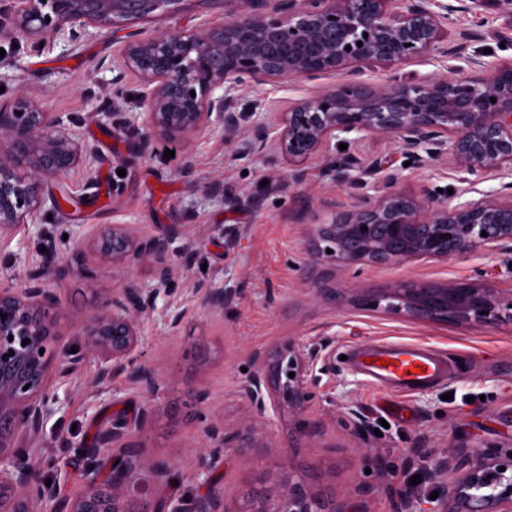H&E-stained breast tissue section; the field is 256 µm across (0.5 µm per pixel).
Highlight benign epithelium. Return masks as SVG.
I'll return each instance as SVG.
<instances>
[{
	"instance_id": "benign-epithelium-1",
	"label": "benign epithelium",
	"mask_w": 512,
	"mask_h": 512,
	"mask_svg": "<svg viewBox=\"0 0 512 512\" xmlns=\"http://www.w3.org/2000/svg\"><path fill=\"white\" fill-rule=\"evenodd\" d=\"M183 2L19 0L11 24L29 36L74 45L98 30H128L121 65L143 82L145 91L133 107L145 113L114 108L101 117L134 131L142 116L148 128L178 143L220 126L227 136H247L246 150L261 149L270 128L252 119L255 112L238 110L234 91L272 79L336 75L341 78L337 86L285 113L275 141L288 159H309L341 134L366 133L401 142L422 165L446 156L466 177L461 179L465 187L448 202L429 191L417 197L394 187L374 202L361 201L319 225L320 252L330 249L339 266L359 270L372 264L444 261L478 249L512 250V181H507L512 178V62L491 67L469 57V69L450 67L451 78L419 81L407 73L374 89L357 80L364 66L400 69L430 55L461 58L462 44L471 33L462 31L460 43L443 45L448 15L456 6L441 0H240L238 6L216 0L222 12L206 28L165 30L149 37L134 28L178 12ZM74 124L72 118L65 121L43 111L22 92L0 101V242L41 223L46 204L56 203L45 194L49 181L97 161ZM486 179L505 180L500 196L467 198L471 185ZM181 234L177 225L150 236L140 235L130 224L79 229L69 253L0 286V315H5L0 320V512H224V493L216 482L188 501L169 495L175 468L166 460L152 463L145 478H136L138 467L126 455L130 444L119 440L152 419L155 385L143 370L135 377L147 397L138 418L115 421L101 437V447L82 450L85 488L79 496L65 495L48 504L42 483L51 462L27 448L52 412V374L72 375L88 356L97 359L101 379L138 363L143 355L142 317L155 310L159 296L172 294L168 255ZM140 264L153 267V284L129 279L113 289L81 325V349L59 350L55 327L62 297L53 284L77 273L92 285L101 269L126 272ZM347 301L365 311L380 308L384 301L386 308L423 322L512 323V298L504 299L487 283L357 286L349 289ZM312 357L304 346L288 341L260 358L257 374L244 387L246 396L261 411L267 396L278 409L300 415L310 396ZM207 400L203 391L194 397L204 432L214 441L209 459L202 462L205 471L224 454V424L206 414ZM235 440L237 450L270 447L247 424ZM102 452L119 460L107 472L100 467ZM454 467L457 476L432 512H512V448L485 447L455 458ZM265 483L259 480L250 512H354L344 502L321 506V498L290 474L281 477L274 494Z\"/></svg>"
}]
</instances>
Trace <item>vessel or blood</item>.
<instances>
[{
	"instance_id": "1",
	"label": "vessel or blood",
	"mask_w": 512,
	"mask_h": 512,
	"mask_svg": "<svg viewBox=\"0 0 512 512\" xmlns=\"http://www.w3.org/2000/svg\"><path fill=\"white\" fill-rule=\"evenodd\" d=\"M348 364L365 375L381 392L406 394L439 380L448 379L453 364L438 350L413 342H379L351 348Z\"/></svg>"
}]
</instances>
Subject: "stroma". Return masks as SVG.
Returning <instances> with one entry per match:
<instances>
[{
  "mask_svg": "<svg viewBox=\"0 0 512 512\" xmlns=\"http://www.w3.org/2000/svg\"><path fill=\"white\" fill-rule=\"evenodd\" d=\"M448 22L449 36L472 32L465 53L489 65L512 61V0H463ZM211 0H189L172 18L142 23L152 34L170 27L195 29L215 21ZM123 32L104 30L96 38L63 47L51 39L24 35L0 41V100L24 92L44 111L74 118L100 157L90 170L52 187L74 198L72 209L52 211L31 225L22 241L0 244V276H21L23 260L38 263L43 250L68 253L74 225L131 224L152 235L170 224L191 225V235L171 245L176 269V301L187 315L178 333L168 331L169 301L158 297L155 311L142 319L144 362L154 370L157 396L151 424L134 437L143 459L176 465L170 492L187 498L203 493L196 461L209 442L190 395L206 391L211 411L222 418L225 437L250 423L276 453L226 448L218 463L226 512H243L240 495L250 479L276 475L290 458L298 476L320 496L349 500L355 512H405L402 490L418 477L412 497L426 512L443 487L416 475L423 458L470 454L496 445L512 447V326L417 323L402 314L363 311L340 305L332 292L362 282L384 288L414 279L483 282L512 294V253L478 250L447 261L368 266L361 273L340 268L315 250L317 225L352 210L359 199L374 198L388 185L411 194L458 189L460 174L451 161L411 164L401 145L388 138L347 135L331 140L319 155L291 161L276 145L245 152L242 137L204 136L170 146L153 136L150 151L136 154L137 134L98 120L112 97V66ZM336 76L316 81L271 80L238 91L242 104L259 102L263 120L280 132V120L294 103L335 86ZM177 157L165 163L166 149ZM191 168H184V154ZM377 164L371 175L338 178L332 161L344 154ZM124 165H116V156ZM218 183L223 203L206 199L205 187ZM120 275L102 274L95 284L80 275L63 278L56 330L61 347H80L79 326L102 299L119 287ZM224 289L223 308L212 310L196 287ZM318 349L310 367L311 399L299 417L273 408L258 411L243 387L255 371L256 355L288 341ZM419 342L445 353L454 374L404 396L383 398L342 356L348 346L381 341ZM98 366L86 359L81 370L55 385V413L43 425L38 448L58 458L51 479L68 482L69 495L83 489L82 463L61 444L97 447L117 417L134 420L145 401L129 371H116L92 387Z\"/></svg>",
  "mask_w": 512,
  "mask_h": 512,
  "instance_id": "35a3bbf8",
  "label": "stroma"
}]
</instances>
